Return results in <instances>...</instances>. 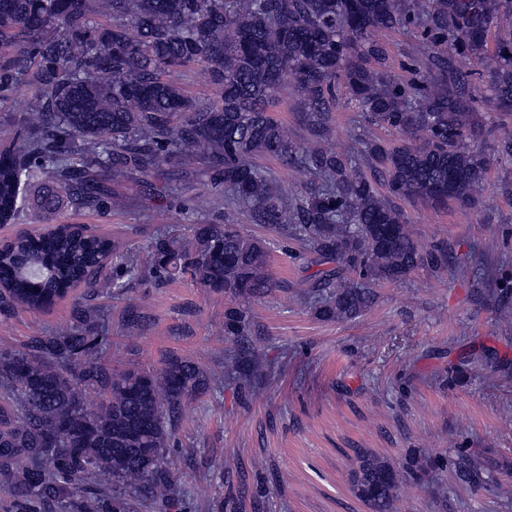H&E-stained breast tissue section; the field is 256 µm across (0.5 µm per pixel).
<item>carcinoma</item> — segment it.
I'll use <instances>...</instances> for the list:
<instances>
[{"label": "carcinoma", "mask_w": 512, "mask_h": 512, "mask_svg": "<svg viewBox=\"0 0 512 512\" xmlns=\"http://www.w3.org/2000/svg\"><path fill=\"white\" fill-rule=\"evenodd\" d=\"M490 99L512 108V0H0V102L21 83L31 95L17 130L0 141V224H41L64 202L123 211L120 186L163 167L202 166L224 183V205L251 224L303 233L334 264L313 287L326 320L355 319L376 300L374 286L449 264L448 249H422L400 203L467 208L492 163L483 144L481 89L457 59L482 62L492 28ZM414 30L425 62L411 81L388 71L375 33ZM194 65L221 89L201 103L173 80ZM293 82L305 136L293 140L273 115L284 78ZM358 102L364 121L400 135L389 146L360 140L364 166L327 146L336 92ZM260 158L305 177L290 199ZM112 264V274L86 277ZM188 274L233 299L279 287L266 241L241 225L199 224L191 247L167 237L144 254H121L83 226L23 232L0 245V315L38 310L81 284L121 296L126 281ZM251 314L224 309V339L247 335ZM104 315L78 302L72 324L0 350V483L5 512H136L143 501L178 507L166 461L183 402L208 393L211 378L189 360L158 371L112 367ZM226 367L251 378L252 357ZM354 495L370 512H397L405 473L366 449L355 452ZM463 484L487 483V463L460 454Z\"/></svg>", "instance_id": "1"}]
</instances>
